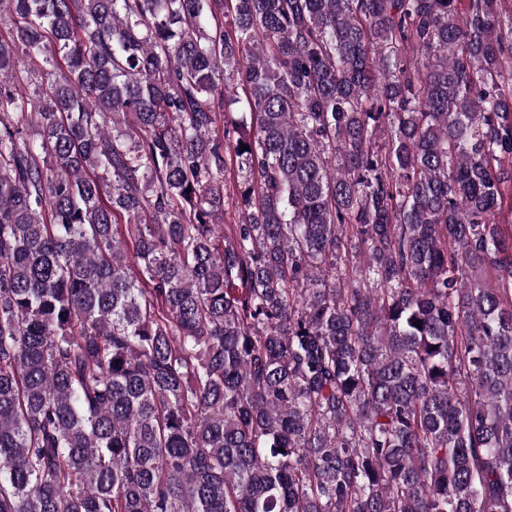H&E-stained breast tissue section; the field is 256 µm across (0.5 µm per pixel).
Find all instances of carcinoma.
Returning a JSON list of instances; mask_svg holds the SVG:
<instances>
[{
  "mask_svg": "<svg viewBox=\"0 0 512 512\" xmlns=\"http://www.w3.org/2000/svg\"><path fill=\"white\" fill-rule=\"evenodd\" d=\"M505 2L0 0V512H512Z\"/></svg>",
  "mask_w": 512,
  "mask_h": 512,
  "instance_id": "cac0c4a2",
  "label": "carcinoma"
}]
</instances>
